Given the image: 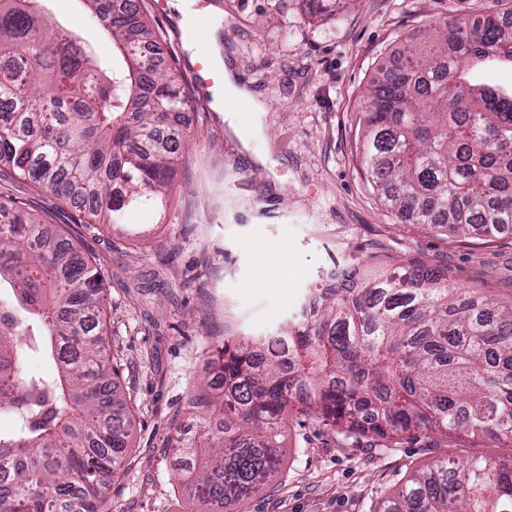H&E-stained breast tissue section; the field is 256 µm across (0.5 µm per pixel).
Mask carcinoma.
I'll return each instance as SVG.
<instances>
[{
    "instance_id": "1",
    "label": "carcinoma",
    "mask_w": 512,
    "mask_h": 512,
    "mask_svg": "<svg viewBox=\"0 0 512 512\" xmlns=\"http://www.w3.org/2000/svg\"><path fill=\"white\" fill-rule=\"evenodd\" d=\"M43 0H0V165L127 228L164 207L186 133L176 74L141 45L156 34L134 0H81L115 57L99 58ZM512 65V23L487 14L434 25L404 62L371 79L359 151L384 204L448 235L512 232V87L466 78L468 61ZM278 336L219 350L224 393L190 401L224 428L178 442L195 495L223 507L265 489L293 412L396 444L462 435L512 443V297L449 284L448 272L378 260L338 266ZM100 276L63 231L0 200V512H100L130 436L125 395L103 343ZM47 362L24 371L23 353ZM376 512H512V462L439 459Z\"/></svg>"
}]
</instances>
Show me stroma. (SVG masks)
I'll return each instance as SVG.
<instances>
[{
    "label": "stroma",
    "instance_id": "35a3bbf8",
    "mask_svg": "<svg viewBox=\"0 0 512 512\" xmlns=\"http://www.w3.org/2000/svg\"><path fill=\"white\" fill-rule=\"evenodd\" d=\"M145 15L158 27L159 62L177 73L190 101L189 153L162 216L138 233L83 224L49 190L0 169L9 196L59 225L101 276L106 355L128 400L132 436L101 512H213L181 477L176 441L199 439L204 424L189 405L216 381L218 350L239 336H274L297 318L313 288L338 265L370 257L447 268L460 288L502 294L512 279V233L489 246L465 245L409 224L381 206L366 182L354 134L369 80L420 40L432 24L453 25L508 13L512 0H341L331 15L311 16L303 0H194L217 5L223 54L268 110L254 142L270 162L251 159L231 121L247 123L235 99L212 106V89L195 83L173 5ZM48 7L89 44L112 53L99 20L78 0ZM282 464L264 492L226 512H372L405 477L433 460L512 455V445L437 436L386 448L347 439L301 415L289 417Z\"/></svg>",
    "mask_w": 512,
    "mask_h": 512
}]
</instances>
